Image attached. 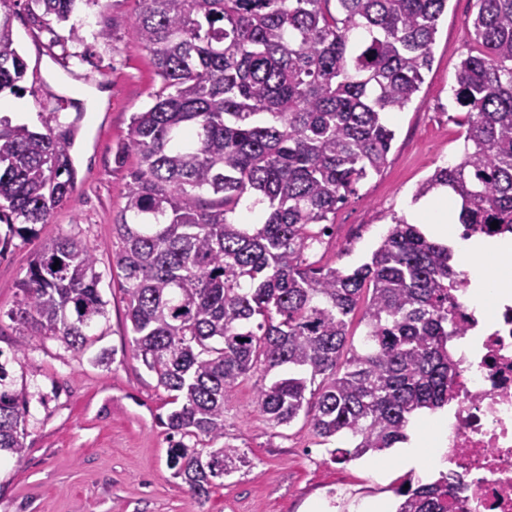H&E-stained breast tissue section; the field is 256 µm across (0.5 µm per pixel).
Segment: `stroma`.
Returning <instances> with one entry per match:
<instances>
[{
  "mask_svg": "<svg viewBox=\"0 0 512 512\" xmlns=\"http://www.w3.org/2000/svg\"><path fill=\"white\" fill-rule=\"evenodd\" d=\"M140 0L79 5L69 21L37 29L26 0H13L15 42L28 63L13 121L65 132L73 111L64 96L92 100L72 158V192L0 256V363L32 394L26 454L0 456V512H363L366 504L396 505L395 490L408 475L396 449L343 462L332 459L303 420L272 428L253 408L258 376L240 379L224 412V440L241 448L249 466L226 476L198 502L168 469L166 429L170 395L136 360L126 323L125 294L112 262V224L126 204L135 157L117 150L133 113L146 110L162 88L152 57L131 19ZM475 0H448L431 46L432 66L413 101L388 114L395 131L384 170L360 183L340 204L333 234L321 248L323 264L351 269L367 261L405 214L416 188L436 167L459 162L465 110L451 89L460 61L474 45L465 27ZM112 21L111 41L94 34ZM72 234L98 246L100 291L106 316L77 353L47 340L13 353L19 339L9 314L20 280L36 251Z\"/></svg>",
  "mask_w": 512,
  "mask_h": 512,
  "instance_id": "stroma-1",
  "label": "stroma"
}]
</instances>
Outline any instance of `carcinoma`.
Here are the masks:
<instances>
[{
	"instance_id": "obj_1",
	"label": "carcinoma",
	"mask_w": 512,
	"mask_h": 512,
	"mask_svg": "<svg viewBox=\"0 0 512 512\" xmlns=\"http://www.w3.org/2000/svg\"><path fill=\"white\" fill-rule=\"evenodd\" d=\"M37 28L78 0H26ZM335 9H330V3ZM447 0H142L134 23L163 83L133 113L119 156L133 155L112 224L133 356L176 404L163 422L167 466L192 497L247 463L224 442L237 381L262 373L254 408L273 428L301 418L321 443L345 434L340 460L407 439L411 419L448 406L463 335L454 250L415 224L393 225L352 269L310 260L337 205L385 167L404 110L431 63ZM477 45L454 96L467 109L460 162L439 166L462 224L512 225V0H476ZM27 62L0 16V93L21 90ZM73 141L0 116V223L26 239L75 181ZM97 247L44 244L11 312L17 352L47 339L82 350L106 315ZM363 310L365 337L349 341ZM286 372L267 379L280 368ZM0 363V452L21 458L29 392ZM396 489L395 512H447L453 474Z\"/></svg>"
}]
</instances>
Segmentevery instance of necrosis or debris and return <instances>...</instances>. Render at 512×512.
Instances as JSON below:
<instances>
[{
	"label": "necrosis or debris",
	"mask_w": 512,
	"mask_h": 512,
	"mask_svg": "<svg viewBox=\"0 0 512 512\" xmlns=\"http://www.w3.org/2000/svg\"><path fill=\"white\" fill-rule=\"evenodd\" d=\"M467 293L459 288L457 302L472 351L458 358L444 453L465 489L449 512H512V302L489 296L479 318Z\"/></svg>",
	"instance_id": "1"
}]
</instances>
